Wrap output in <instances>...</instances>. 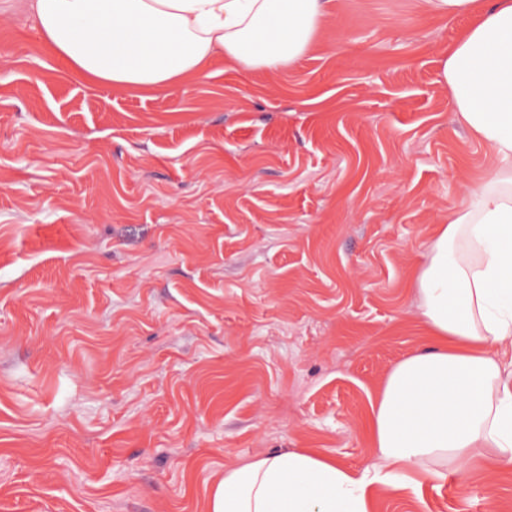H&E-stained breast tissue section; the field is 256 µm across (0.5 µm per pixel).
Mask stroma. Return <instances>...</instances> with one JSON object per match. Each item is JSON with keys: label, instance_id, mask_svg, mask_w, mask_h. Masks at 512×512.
<instances>
[{"label": "stroma", "instance_id": "1", "mask_svg": "<svg viewBox=\"0 0 512 512\" xmlns=\"http://www.w3.org/2000/svg\"><path fill=\"white\" fill-rule=\"evenodd\" d=\"M0 0V512H205L224 467L371 459L369 398L489 162L441 76L471 24L334 0L313 51L172 90L71 77ZM423 512H512V475Z\"/></svg>", "mask_w": 512, "mask_h": 512}]
</instances>
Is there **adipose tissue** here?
I'll return each mask as SVG.
<instances>
[{
    "instance_id": "adipose-tissue-1",
    "label": "adipose tissue",
    "mask_w": 512,
    "mask_h": 512,
    "mask_svg": "<svg viewBox=\"0 0 512 512\" xmlns=\"http://www.w3.org/2000/svg\"><path fill=\"white\" fill-rule=\"evenodd\" d=\"M475 14L441 76L495 164L439 225L414 287L432 345L396 363L369 404L370 463L312 449L225 468L205 512H376L374 487L512 470V0H426ZM331 0H32L44 44L71 76L169 89L216 59L275 71L308 54Z\"/></svg>"
}]
</instances>
